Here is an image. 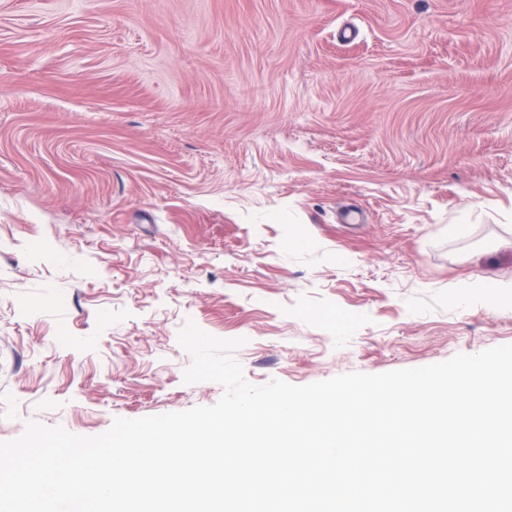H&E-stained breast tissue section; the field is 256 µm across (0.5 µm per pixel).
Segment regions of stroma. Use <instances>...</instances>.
Returning a JSON list of instances; mask_svg holds the SVG:
<instances>
[{
  "label": "stroma",
  "mask_w": 512,
  "mask_h": 512,
  "mask_svg": "<svg viewBox=\"0 0 512 512\" xmlns=\"http://www.w3.org/2000/svg\"><path fill=\"white\" fill-rule=\"evenodd\" d=\"M466 224L467 236L452 227ZM512 0H0V441L512 344ZM465 288H470L472 296L485 302L488 299L496 300L502 307L511 309L512 306V281L495 279H476L467 283Z\"/></svg>",
  "instance_id": "stroma-1"
}]
</instances>
